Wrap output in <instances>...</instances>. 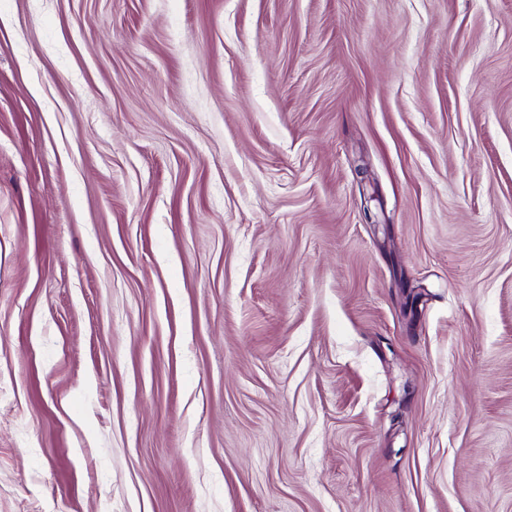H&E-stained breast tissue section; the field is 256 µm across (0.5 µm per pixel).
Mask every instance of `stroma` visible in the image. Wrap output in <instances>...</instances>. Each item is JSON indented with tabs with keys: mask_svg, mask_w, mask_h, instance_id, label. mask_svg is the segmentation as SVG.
Returning a JSON list of instances; mask_svg holds the SVG:
<instances>
[{
	"mask_svg": "<svg viewBox=\"0 0 512 512\" xmlns=\"http://www.w3.org/2000/svg\"><path fill=\"white\" fill-rule=\"evenodd\" d=\"M0 403V512H512V0H0Z\"/></svg>",
	"mask_w": 512,
	"mask_h": 512,
	"instance_id": "35a3bbf8",
	"label": "stroma"
}]
</instances>
